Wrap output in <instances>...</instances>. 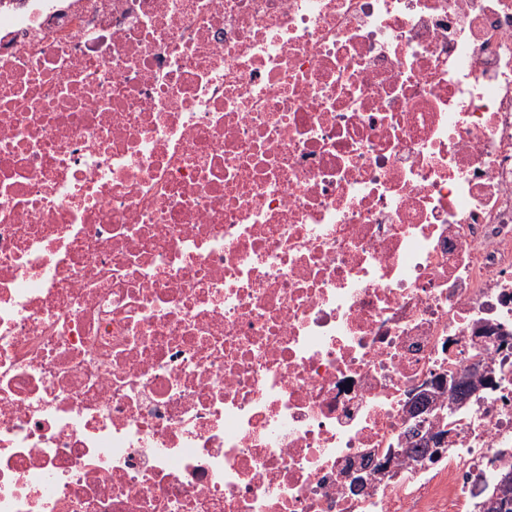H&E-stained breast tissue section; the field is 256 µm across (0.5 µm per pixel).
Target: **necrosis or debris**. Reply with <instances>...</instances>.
I'll list each match as a JSON object with an SVG mask.
<instances>
[{
    "label": "necrosis or debris",
    "instance_id": "necrosis-or-debris-1",
    "mask_svg": "<svg viewBox=\"0 0 512 512\" xmlns=\"http://www.w3.org/2000/svg\"><path fill=\"white\" fill-rule=\"evenodd\" d=\"M510 467L512 0H0V512H479Z\"/></svg>",
    "mask_w": 512,
    "mask_h": 512
}]
</instances>
